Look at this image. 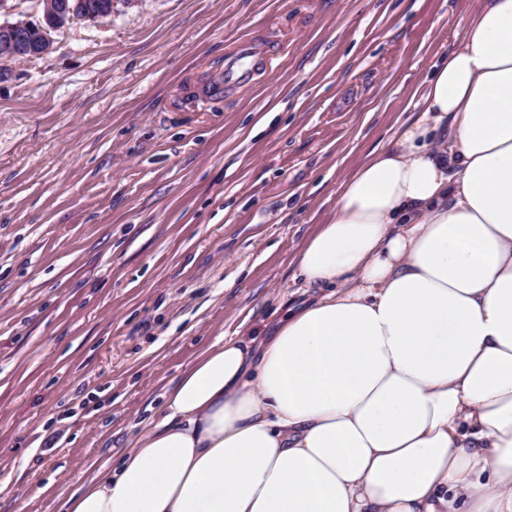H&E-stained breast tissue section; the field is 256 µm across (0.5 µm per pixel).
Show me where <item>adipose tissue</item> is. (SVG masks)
Listing matches in <instances>:
<instances>
[{"instance_id":"1","label":"adipose tissue","mask_w":512,"mask_h":512,"mask_svg":"<svg viewBox=\"0 0 512 512\" xmlns=\"http://www.w3.org/2000/svg\"><path fill=\"white\" fill-rule=\"evenodd\" d=\"M295 266L307 299L200 353L66 512H512V0Z\"/></svg>"}]
</instances>
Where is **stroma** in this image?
<instances>
[{
    "label": "stroma",
    "instance_id": "1",
    "mask_svg": "<svg viewBox=\"0 0 512 512\" xmlns=\"http://www.w3.org/2000/svg\"><path fill=\"white\" fill-rule=\"evenodd\" d=\"M477 0H114L0 81V512H63L220 337L271 334ZM262 42L251 87L199 92Z\"/></svg>",
    "mask_w": 512,
    "mask_h": 512
}]
</instances>
